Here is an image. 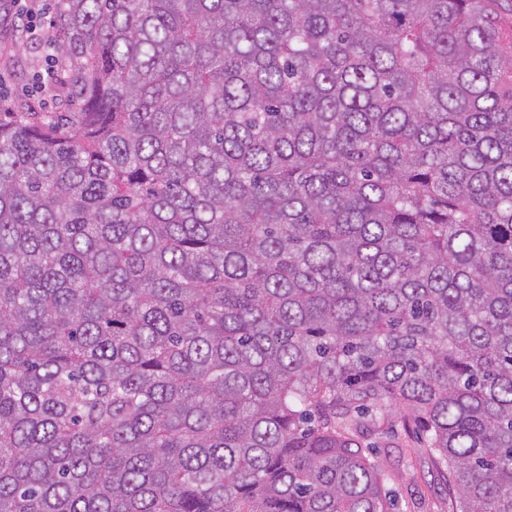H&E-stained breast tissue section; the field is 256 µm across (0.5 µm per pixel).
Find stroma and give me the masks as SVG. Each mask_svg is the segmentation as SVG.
I'll return each instance as SVG.
<instances>
[{
    "label": "stroma",
    "mask_w": 512,
    "mask_h": 512,
    "mask_svg": "<svg viewBox=\"0 0 512 512\" xmlns=\"http://www.w3.org/2000/svg\"><path fill=\"white\" fill-rule=\"evenodd\" d=\"M57 0H0V110L60 115L72 111L65 87L47 83V69L61 58L47 46L56 38ZM30 14L35 29L28 39L12 30L15 14ZM369 442L374 461L385 474L386 486L396 495L395 512H450L448 474L429 456L420 438L404 423L401 409L392 407L379 417Z\"/></svg>",
    "instance_id": "35a3bbf8"
}]
</instances>
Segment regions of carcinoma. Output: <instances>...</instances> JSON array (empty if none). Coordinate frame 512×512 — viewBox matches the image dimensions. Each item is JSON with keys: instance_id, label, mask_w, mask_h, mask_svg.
I'll return each mask as SVG.
<instances>
[{"instance_id": "cac0c4a2", "label": "carcinoma", "mask_w": 512, "mask_h": 512, "mask_svg": "<svg viewBox=\"0 0 512 512\" xmlns=\"http://www.w3.org/2000/svg\"><path fill=\"white\" fill-rule=\"evenodd\" d=\"M0 120V512H390L406 409L512 512V0H58ZM57 0H0V112H40L60 115L71 112L73 102L67 88L48 84L55 80L62 58L49 49L46 40H55ZM31 13L36 28L27 40L12 30L15 13ZM47 74V80L43 76Z\"/></svg>"}]
</instances>
